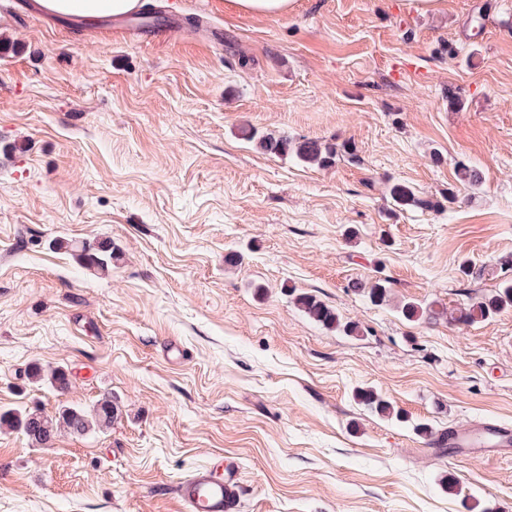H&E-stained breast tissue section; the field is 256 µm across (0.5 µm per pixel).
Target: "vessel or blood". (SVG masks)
Wrapping results in <instances>:
<instances>
[{"label":"vessel or blood","instance_id":"vessel-or-blood-1","mask_svg":"<svg viewBox=\"0 0 512 512\" xmlns=\"http://www.w3.org/2000/svg\"><path fill=\"white\" fill-rule=\"evenodd\" d=\"M139 14L101 16L98 18L71 17L73 26L87 30L107 29L126 32L142 22ZM490 444L497 448L512 446V429L484 424L449 433L452 448H479ZM175 494L181 512H238L239 487L234 464L211 463L204 465L188 478L180 481Z\"/></svg>","mask_w":512,"mask_h":512}]
</instances>
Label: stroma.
<instances>
[{
    "mask_svg": "<svg viewBox=\"0 0 512 512\" xmlns=\"http://www.w3.org/2000/svg\"><path fill=\"white\" fill-rule=\"evenodd\" d=\"M158 2L223 44L88 35L0 0V409L118 408L107 432L50 448L0 428V512H180L174 486L218 454L239 512H512V454L414 430L512 428V307L456 325L400 312L512 279V0H295L268 17ZM244 126L346 140L359 160L269 155ZM397 182L458 200L403 207ZM60 239L110 240L118 259L93 275ZM355 281L386 282V303ZM301 293L359 335L309 318ZM35 364L68 392L29 382ZM360 388L402 419L359 406Z\"/></svg>",
    "mask_w": 512,
    "mask_h": 512,
    "instance_id": "obj_1",
    "label": "stroma"
}]
</instances>
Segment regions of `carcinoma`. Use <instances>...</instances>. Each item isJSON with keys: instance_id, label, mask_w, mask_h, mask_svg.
Listing matches in <instances>:
<instances>
[{"instance_id": "obj_1", "label": "carcinoma", "mask_w": 512, "mask_h": 512, "mask_svg": "<svg viewBox=\"0 0 512 512\" xmlns=\"http://www.w3.org/2000/svg\"><path fill=\"white\" fill-rule=\"evenodd\" d=\"M241 133L245 139L257 142L260 149L268 154L279 156L292 152L302 162L317 167H329L335 164L336 158L339 156H345L353 163L359 161L356 149L346 141L336 144L304 137L292 138L286 134H261L246 127L241 129ZM456 177L459 183L473 191L478 190L482 185L481 172L469 165H458ZM390 196L400 206H411L421 210L438 207V203L417 195L414 189L405 183L392 185ZM57 244L61 248L77 252L82 265L89 271L104 274L112 267L114 254L110 241H85L76 244L69 240H59ZM295 304L310 318L326 327L340 328L349 335L360 333L357 325L341 323L336 311L312 294L297 295ZM507 306H512V284H507L495 293L452 312L438 301H431L425 305L408 301L402 305L401 313L409 322L419 320L431 322L445 319L450 323H474L491 317ZM31 378L37 383H48L57 392H64L69 387L66 371L59 368L46 374L42 367L35 365L32 368ZM355 400L358 404L379 415L402 418L400 412L370 388L357 390ZM116 416L117 407L112 403V396L106 395L101 397L90 409L64 406L54 416L45 415L38 409H1L0 426H6L21 433L28 444L33 447L49 448L53 445L58 431L62 429L77 436L96 432L103 433L112 427Z\"/></svg>"}]
</instances>
